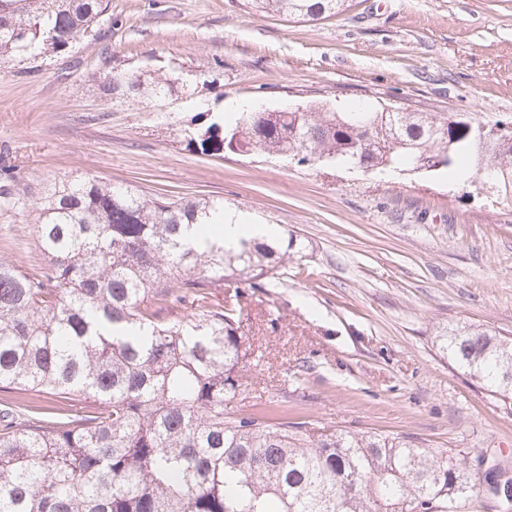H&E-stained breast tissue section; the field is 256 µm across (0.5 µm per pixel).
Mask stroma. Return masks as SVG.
I'll return each mask as SVG.
<instances>
[{
    "instance_id": "obj_1",
    "label": "stroma",
    "mask_w": 512,
    "mask_h": 512,
    "mask_svg": "<svg viewBox=\"0 0 512 512\" xmlns=\"http://www.w3.org/2000/svg\"><path fill=\"white\" fill-rule=\"evenodd\" d=\"M151 69L211 80L204 109L512 115V0H349L303 22L244 0H109L100 37L64 55L0 64V169L16 192L89 177L153 198L210 197L294 232L302 255L277 287L248 292L262 351L248 402L329 431L486 450L512 472V400L439 352L438 328L512 332V207L446 174L303 166L265 154L190 152L191 102L108 103L93 73ZM36 212L0 204V261L36 267Z\"/></svg>"
}]
</instances>
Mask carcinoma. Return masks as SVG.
<instances>
[{"mask_svg":"<svg viewBox=\"0 0 512 512\" xmlns=\"http://www.w3.org/2000/svg\"><path fill=\"white\" fill-rule=\"evenodd\" d=\"M0 0V63L64 54L96 32L109 0ZM346 0H247L256 12L318 21ZM107 102L191 98L198 86L115 71ZM190 120L186 146L291 156L384 173L478 180L492 163L512 186V118L388 112H240ZM43 264L0 261V512H459L480 492L469 452L417 448L390 435L314 437L269 403H233L253 364L243 288L287 274L281 240L235 249L186 235L214 223L207 198L164 202L90 179L56 182L32 203ZM232 292L210 302L218 283ZM171 303L191 310L170 323ZM438 350L487 391L512 396V338L448 325ZM45 395L84 403L73 414Z\"/></svg>","mask_w":512,"mask_h":512,"instance_id":"carcinoma-1","label":"carcinoma"}]
</instances>
